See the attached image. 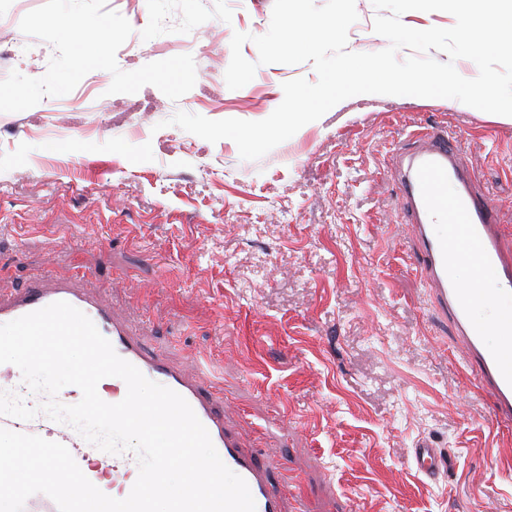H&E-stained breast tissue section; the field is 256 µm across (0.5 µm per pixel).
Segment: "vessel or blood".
I'll list each match as a JSON object with an SVG mask.
<instances>
[{"mask_svg": "<svg viewBox=\"0 0 512 512\" xmlns=\"http://www.w3.org/2000/svg\"><path fill=\"white\" fill-rule=\"evenodd\" d=\"M394 172L412 217L415 260L427 296L436 313L451 322L464 357L492 403V428L512 425V313L486 325L471 318L480 303L503 306L512 299V241L498 226V206L476 184L472 169L447 131L431 128L415 134L412 148H399ZM473 267L476 280L460 278L461 265ZM65 301L86 314L115 352L136 366L148 379L180 394L207 429L222 461L247 483L256 512H286L285 502L271 482L265 460L241 448L224 423V405L209 377L186 375L160 355L148 352L138 337L118 321L107 300L85 288L67 283L33 282L27 288L0 297V324L49 304ZM499 337L490 345L489 337ZM50 440L68 447L83 474L98 481L71 427L56 424ZM411 461L422 474L435 478L446 467L441 449L419 445Z\"/></svg>", "mask_w": 512, "mask_h": 512, "instance_id": "1", "label": "vessel or blood"}]
</instances>
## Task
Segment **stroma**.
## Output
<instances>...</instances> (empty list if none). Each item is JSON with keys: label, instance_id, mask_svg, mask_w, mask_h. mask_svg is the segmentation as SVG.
<instances>
[{"label": "stroma", "instance_id": "stroma-1", "mask_svg": "<svg viewBox=\"0 0 512 512\" xmlns=\"http://www.w3.org/2000/svg\"><path fill=\"white\" fill-rule=\"evenodd\" d=\"M45 0H0V80L42 77L55 50L19 23ZM274 0H107L144 46L125 71L192 55L194 87L107 94L79 83L0 112V289L35 278L106 296L115 317L186 371L209 365L228 424L270 456L311 512H512V429L492 431L450 325L423 300L392 151L452 130L512 230V123L442 98L351 97L256 161L168 120L260 121L311 63L225 82L234 32H267ZM352 52H377L355 0ZM447 473H415L417 444Z\"/></svg>", "mask_w": 512, "mask_h": 512}]
</instances>
